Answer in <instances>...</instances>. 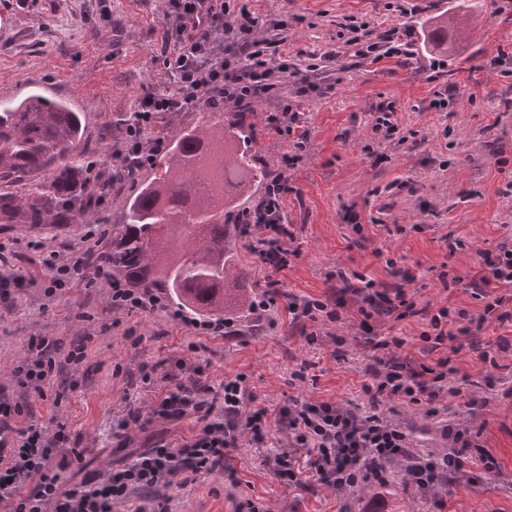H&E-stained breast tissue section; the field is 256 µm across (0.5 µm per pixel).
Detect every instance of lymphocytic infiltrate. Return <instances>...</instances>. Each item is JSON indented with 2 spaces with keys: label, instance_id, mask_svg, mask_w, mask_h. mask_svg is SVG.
<instances>
[{
  "label": "lymphocytic infiltrate",
  "instance_id": "f902f5d3",
  "mask_svg": "<svg viewBox=\"0 0 512 512\" xmlns=\"http://www.w3.org/2000/svg\"><path fill=\"white\" fill-rule=\"evenodd\" d=\"M280 24L253 17L234 0H166L162 23L164 50L159 59L168 86L164 91L144 90L133 118L112 134L108 160L88 177L87 187L99 192V205L111 201L116 190L113 175L128 167L145 169L163 154L174 119L204 107L214 112L231 110L249 117L260 103H271L264 115L268 131L290 140L287 165L278 166L265 194L251 208L237 213L238 224L263 228L258 250L261 264L272 273L286 269L298 257L294 237L284 222L281 202L291 192L290 168L300 163L307 150L309 133L296 100L308 93H324L326 78L317 64L298 68L287 58L275 57ZM351 44L362 58L409 56L408 43L395 30L380 31L363 22L351 28ZM294 83H287V76ZM54 278H78L87 285L107 284L116 310L147 312L159 303L155 294L128 285L113 275L91 236L70 253H50L43 261ZM389 281L359 273L330 283L322 298L289 296L285 309L289 325L307 344L321 343L313 323H336L346 311L356 310L362 345L367 353L361 392L365 405L330 400L291 398L282 405L254 407L255 396L246 386L245 375L225 379L214 389L205 379L202 364L176 362L141 364V390L152 393L150 413L129 407L112 427L117 448L128 450V462L105 480L85 479L80 486L61 490L59 473L82 462L80 438L65 422L47 432L34 420L27 402L0 385V504L6 512H112L117 502H134L133 512H168V496L158 488H184L214 474L236 481L237 469L231 452L241 440L264 447L271 428L288 437L285 450L272 459L276 473L289 483L305 488L295 461L305 458L306 473L337 491L371 480L386 485L391 464L404 466L405 480L420 491L453 485L464 462L497 470L494 456L480 445L469 427L447 424L442 431L448 451L437 458L416 454L404 429L382 412L385 403L401 400L425 406L436 413L445 395H462L457 384L454 356L462 349L489 362L493 350L512 349V338L484 339L488 322L512 323V246L479 253L467 275L455 268H440L444 287H463L484 305L467 310L455 304L437 309L418 306L406 289L417 278L415 269L387 259ZM421 320V358L404 355L403 326ZM87 341L62 352L55 340L34 336L29 356L12 371V385L45 396L49 375L62 365L77 366L87 358ZM191 419L188 437L175 442L154 423Z\"/></svg>",
  "mask_w": 512,
  "mask_h": 512
}]
</instances>
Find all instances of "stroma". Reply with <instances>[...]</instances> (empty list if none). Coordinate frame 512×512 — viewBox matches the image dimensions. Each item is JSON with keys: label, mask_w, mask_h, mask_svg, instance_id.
Returning a JSON list of instances; mask_svg holds the SVG:
<instances>
[{"label": "stroma", "mask_w": 512, "mask_h": 512, "mask_svg": "<svg viewBox=\"0 0 512 512\" xmlns=\"http://www.w3.org/2000/svg\"><path fill=\"white\" fill-rule=\"evenodd\" d=\"M434 2V13L448 14L460 26L454 51L445 55L422 46L424 14H400L389 0H244L260 20L285 23L279 52L292 63L302 66L326 52L336 54L325 64L331 89L299 101L310 141L291 173L298 192L286 198L283 212L300 254L274 276L244 256L240 267L247 281H259L260 298L269 304L249 323H231L220 333L203 329L199 320L178 311L163 289L158 309L146 313L113 314L103 284H78L48 298L51 277L44 256L67 252L97 227L123 223L119 201L101 208L96 219L60 231L0 224V253L25 275L24 281L0 285V385L17 394L10 374L26 357L30 336L53 337L66 347L92 337L80 369H59L49 378V393L64 394L60 407L34 394L27 398L44 429L54 431L62 420L83 437L84 465L61 471L62 488L79 484L85 472L117 468L123 454L112 446L113 419L123 416L129 401L146 413L154 404L153 396L131 386L132 374L145 362L206 360L213 387L246 375L249 390L271 408L289 397L362 403L366 360L357 314H345L329 328L341 343L307 345L289 329L283 302L269 303L270 278H277L285 293L318 298L336 268L384 281L385 261L391 258L420 271L407 290L419 305L435 309L445 304L447 293L430 270L444 260L448 232L465 243L453 259L461 274L479 252L512 242V111L502 106L503 98L512 97V61L489 66L497 51L512 57V12L493 14L490 0ZM164 8L165 0H112L117 28L111 31L101 27L98 0H0V104L17 103L35 91L65 101L83 114L88 140L97 141L106 127L135 110L143 89H164L166 77L156 60ZM362 22L382 31L396 26L412 32L414 56L408 66L393 58L356 57L347 44L349 28ZM447 84L455 87L447 108L429 109L434 92ZM388 103L397 107L401 127L416 130V142L386 140L373 132L376 108ZM266 110L259 105L249 118L258 131L251 153L274 168L290 144L265 130ZM495 142L504 144L503 155L493 154ZM400 182L412 185V192H397ZM130 326L143 336L139 345L124 335ZM329 329L320 325L316 331L322 335ZM192 343L201 346V354L189 352ZM499 361L495 367L461 351L458 366L469 377L464 393L484 396L511 388L512 372L505 366L512 356L500 355ZM300 368L307 375L302 382L291 377ZM445 404V416L426 415L419 406L400 408L399 418L412 428L420 451H441L440 429L447 420L467 421L498 461V470L484 475L477 465H465L462 478L441 499L440 511L438 499L408 488L396 471L379 489L375 507L512 512V402L494 400L471 421L461 413L460 398L447 397ZM286 443V434L276 430L267 447L242 444L233 453L239 485L218 476L197 481L172 491L169 512H235L247 499L262 512H362L365 502L356 494L341 495L315 481L301 491L278 478L265 459ZM474 475L479 483H471Z\"/></svg>", "instance_id": "obj_1"}]
</instances>
